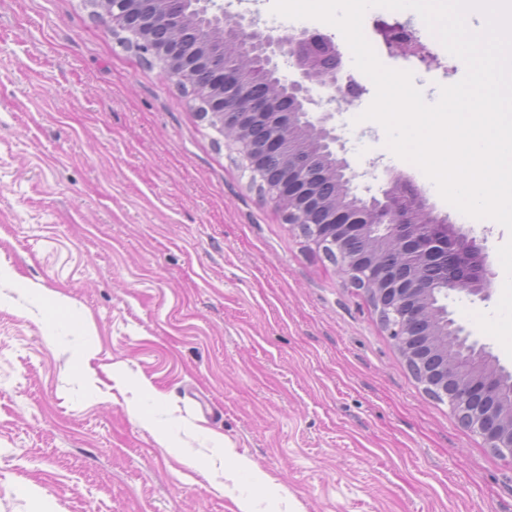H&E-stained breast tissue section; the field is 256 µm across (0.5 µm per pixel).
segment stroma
<instances>
[{"mask_svg": "<svg viewBox=\"0 0 512 512\" xmlns=\"http://www.w3.org/2000/svg\"><path fill=\"white\" fill-rule=\"evenodd\" d=\"M223 3L333 40L358 89L331 107L356 194L406 185L480 244L485 296L446 304L512 374L471 318L500 300L512 233L463 219L359 121L375 87L338 29ZM397 21L436 65L391 52ZM363 32L423 95L465 74L411 14L370 8ZM124 37L89 0H0V512H34L32 484L62 512H512V459L426 393L365 292Z\"/></svg>", "mask_w": 512, "mask_h": 512, "instance_id": "1", "label": "stroma"}]
</instances>
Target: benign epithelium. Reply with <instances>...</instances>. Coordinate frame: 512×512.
Returning <instances> with one entry per match:
<instances>
[{
  "instance_id": "benign-epithelium-1",
  "label": "benign epithelium",
  "mask_w": 512,
  "mask_h": 512,
  "mask_svg": "<svg viewBox=\"0 0 512 512\" xmlns=\"http://www.w3.org/2000/svg\"><path fill=\"white\" fill-rule=\"evenodd\" d=\"M171 0H103L112 5V23L131 36L144 57L156 60L165 75L191 80L201 70L207 83L194 89L196 99L206 101L219 113L221 129L243 159L251 163L256 154L278 158L282 166L272 182L261 179V190L279 208L286 223L307 224L319 218L313 243L336 248V261L349 282L365 291L379 311L386 313L409 306L427 316L422 348L440 352L444 361L436 373L453 390L444 394L457 419L482 437L497 454L512 458V378L502 374L489 355L467 343L463 328L448 318L440 299L459 291L448 279L422 280L416 271L403 273L398 266H381V257L411 244L416 265L431 262L439 249L464 245L476 260V274L466 292H484L488 272L475 240L458 234L450 225L433 219L411 193L394 184L381 196L360 198L352 193L356 174L336 153L339 137L330 125L332 112H313L321 102L336 103L352 91V82L341 83L340 54L329 37L301 30L278 35L259 27L253 19L224 13L216 0H190L188 9L174 13ZM197 13V28L188 40L166 38L156 32V19L164 16L174 30ZM227 35L239 45L254 65L235 69L221 62ZM289 59L298 79L286 84L278 95L255 97L261 78L278 75L279 60ZM317 84L323 99L310 93ZM253 126L264 128L261 144L246 136ZM312 150L323 161L312 167L297 160ZM361 240L368 247L350 252L344 244Z\"/></svg>"
}]
</instances>
